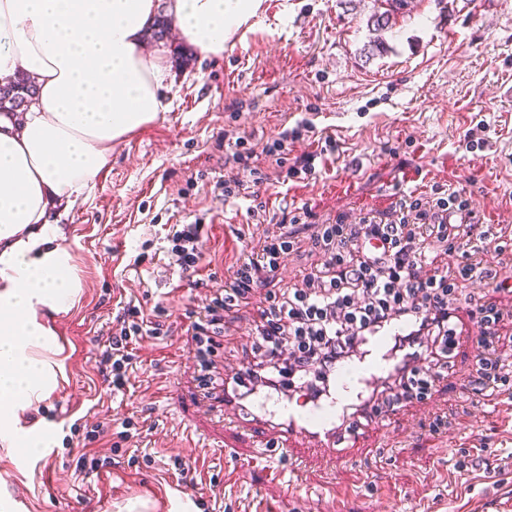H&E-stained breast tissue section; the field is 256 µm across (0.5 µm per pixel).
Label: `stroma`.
<instances>
[{
  "mask_svg": "<svg viewBox=\"0 0 512 512\" xmlns=\"http://www.w3.org/2000/svg\"><path fill=\"white\" fill-rule=\"evenodd\" d=\"M408 0L391 28L369 30L378 0H264L250 30L206 57L176 32L148 38L170 65L168 111L115 145L88 198L61 218L81 294L68 312L48 315L62 373L27 423L55 433L51 447L19 459L0 448V492L18 512H146L151 497L181 485L198 499L195 512H497L512 496V468L491 469L512 453V397L470 396L464 384L477 354L462 335L451 367L432 397L376 418L340 455L305 454L304 491L268 467L288 470V456L225 432L222 403L197 380L189 332L204 304L194 281L221 283L242 249L249 207L277 213L303 209L308 224L363 213H391L397 190L440 185L465 194L497 234L501 251L482 255L491 269L512 263V0ZM384 39L386 53L373 50ZM311 113L316 138L334 153L317 159L316 179L261 185L255 197L225 201L224 133H277ZM485 123L488 148L468 134ZM204 218V261L182 272L170 265V224ZM149 263L133 267L137 255ZM146 310L164 305L169 332L136 344V371L126 391H106L97 368V338L129 300ZM257 317L249 304L228 320L214 353L218 371L237 368L244 331ZM448 429L435 433L436 417ZM132 419L134 439L113 425ZM97 441L84 437L98 423ZM201 440L198 448L191 439ZM103 458L100 470H78L83 452ZM188 463L180 471L174 458ZM481 465L460 474L461 460Z\"/></svg>",
  "mask_w": 512,
  "mask_h": 512,
  "instance_id": "stroma-1",
  "label": "stroma"
}]
</instances>
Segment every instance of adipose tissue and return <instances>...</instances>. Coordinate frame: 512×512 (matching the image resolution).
I'll list each match as a JSON object with an SVG mask.
<instances>
[{"label":"adipose tissue","instance_id":"adipose-tissue-1","mask_svg":"<svg viewBox=\"0 0 512 512\" xmlns=\"http://www.w3.org/2000/svg\"><path fill=\"white\" fill-rule=\"evenodd\" d=\"M261 0H0V78L35 84L20 118L0 113V445L53 441L23 414L54 388V333L40 309L68 311L80 283L56 218L88 197L112 149L167 111L169 67L144 50L168 17L204 56L247 30Z\"/></svg>","mask_w":512,"mask_h":512}]
</instances>
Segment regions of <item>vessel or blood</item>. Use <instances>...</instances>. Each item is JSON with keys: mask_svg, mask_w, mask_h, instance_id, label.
<instances>
[{"mask_svg": "<svg viewBox=\"0 0 512 512\" xmlns=\"http://www.w3.org/2000/svg\"><path fill=\"white\" fill-rule=\"evenodd\" d=\"M403 330L402 322L392 323L384 337L371 340L324 392L304 391L296 396L261 391L252 398L248 411H241L236 402L228 400L224 412L244 432L276 436L280 445L301 439L316 448L335 449L345 439L337 426L343 413L361 401L376 380L395 368L396 361L385 341Z\"/></svg>", "mask_w": 512, "mask_h": 512, "instance_id": "1", "label": "vessel or blood"}]
</instances>
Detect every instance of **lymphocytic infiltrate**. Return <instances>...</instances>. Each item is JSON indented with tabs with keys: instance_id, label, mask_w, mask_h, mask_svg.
I'll return each instance as SVG.
<instances>
[{
	"instance_id": "obj_1",
	"label": "lymphocytic infiltrate",
	"mask_w": 512,
	"mask_h": 512,
	"mask_svg": "<svg viewBox=\"0 0 512 512\" xmlns=\"http://www.w3.org/2000/svg\"><path fill=\"white\" fill-rule=\"evenodd\" d=\"M314 134L312 120L304 117L274 136L227 137L224 164L233 174L217 181V188L225 199L234 200L248 197L251 186L259 183L312 179L315 154L295 160L289 154L292 143ZM455 213L465 215V222L449 223ZM166 239L167 253L182 271L196 268L203 259L202 222L172 225ZM496 241L458 192L439 187L429 195L404 191L391 218L368 212L355 222L340 217L316 225L309 244L317 262L304 274L302 287L277 292L272 288L277 272L299 242L284 224L263 225L257 246L239 255L193 324L197 354L203 358L212 353L214 336L224 331L225 314L239 312L252 291L267 289L247 361L229 375L232 395L245 404L263 388H326L339 364L356 357L389 322L404 320L407 332L394 337L389 348L401 357V365L343 422L345 432L355 434L378 416L430 396L459 342L458 313L464 309L482 328L479 355L465 389L485 394L512 377V365L493 345L504 309L498 301L477 291L465 293L464 288L484 274L476 254L487 253ZM456 249L463 257L456 272L427 271L432 254ZM163 333L162 323L142 305L130 301L123 306L111 334L98 345V369L110 391L126 389L134 345Z\"/></svg>"
}]
</instances>
